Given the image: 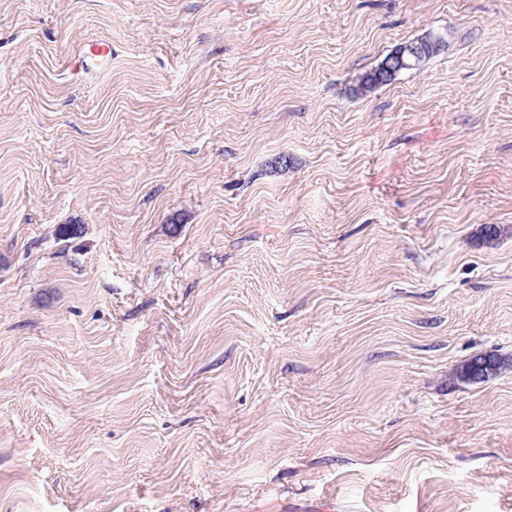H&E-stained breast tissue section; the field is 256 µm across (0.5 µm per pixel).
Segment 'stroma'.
<instances>
[{"label": "stroma", "instance_id": "stroma-1", "mask_svg": "<svg viewBox=\"0 0 512 512\" xmlns=\"http://www.w3.org/2000/svg\"><path fill=\"white\" fill-rule=\"evenodd\" d=\"M490 354L512 0H0V512H512ZM410 44H416L421 46L425 57L423 56L419 66L413 68H407L404 71H413L420 69L424 63L431 59L435 54H438L448 44V34H435L427 33L424 36L416 39L415 41L409 42ZM112 61V45L97 41L84 43L75 54V69L79 72L106 68ZM420 57V52L413 46L403 47L397 50L393 55L389 56L383 64V70L386 74L395 73L402 68L411 67L417 63ZM501 359L495 356H480L469 361L462 370V377L469 382H480L496 374L501 368Z\"/></svg>", "mask_w": 512, "mask_h": 512}]
</instances>
